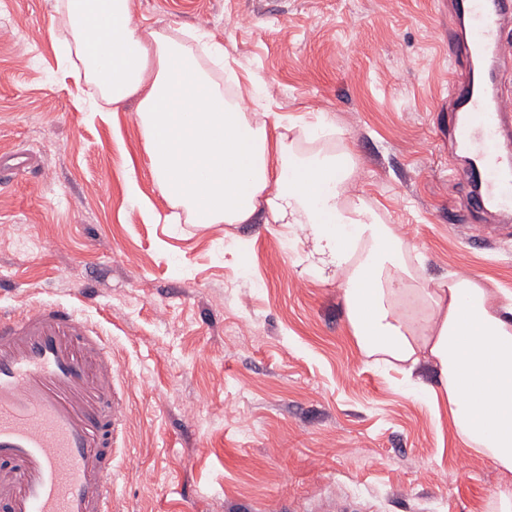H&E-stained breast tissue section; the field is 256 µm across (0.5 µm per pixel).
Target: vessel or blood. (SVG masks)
Wrapping results in <instances>:
<instances>
[{
    "label": "vessel or blood",
    "instance_id": "vessel-or-blood-1",
    "mask_svg": "<svg viewBox=\"0 0 512 512\" xmlns=\"http://www.w3.org/2000/svg\"><path fill=\"white\" fill-rule=\"evenodd\" d=\"M464 33L452 52L472 69L449 80L448 129L469 156L474 211L512 215L505 129L512 95L498 78L512 63V0H454ZM28 155L0 156V181L30 170ZM120 371L96 327L69 305L0 310V512H112V465L126 420Z\"/></svg>",
    "mask_w": 512,
    "mask_h": 512
}]
</instances>
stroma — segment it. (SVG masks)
I'll return each mask as SVG.
<instances>
[{"instance_id":"1","label":"stroma","mask_w":512,"mask_h":512,"mask_svg":"<svg viewBox=\"0 0 512 512\" xmlns=\"http://www.w3.org/2000/svg\"><path fill=\"white\" fill-rule=\"evenodd\" d=\"M137 21L221 41L261 103L355 156L356 194L425 277H481L512 301V221L466 211L449 169L450 0H133ZM55 0H0V307L67 304L121 371L115 512H502L486 454L373 363L336 279L291 262L282 224L167 222L135 113L86 111ZM136 172L140 196L128 189ZM31 169L30 157L23 153L0 156V181H11Z\"/></svg>"}]
</instances>
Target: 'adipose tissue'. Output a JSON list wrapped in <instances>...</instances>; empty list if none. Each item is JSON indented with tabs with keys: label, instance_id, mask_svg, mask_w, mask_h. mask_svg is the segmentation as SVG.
I'll list each match as a JSON object with an SVG mask.
<instances>
[{
	"label": "adipose tissue",
	"instance_id": "adipose-tissue-1",
	"mask_svg": "<svg viewBox=\"0 0 512 512\" xmlns=\"http://www.w3.org/2000/svg\"><path fill=\"white\" fill-rule=\"evenodd\" d=\"M57 8L78 76L113 111L135 108L159 193L198 224L288 225L309 269L342 277L359 351L402 368L427 400L445 403L465 446L512 473V304L494 305L476 276L419 274L406 241L353 192L352 152L300 153L280 119L251 115L263 79L227 65L223 44L198 35L224 62L225 85L191 44L136 21L131 0H57ZM425 364L438 385H422Z\"/></svg>",
	"mask_w": 512,
	"mask_h": 512
}]
</instances>
